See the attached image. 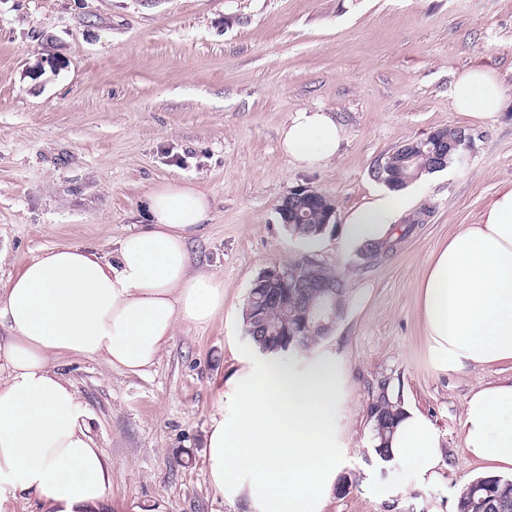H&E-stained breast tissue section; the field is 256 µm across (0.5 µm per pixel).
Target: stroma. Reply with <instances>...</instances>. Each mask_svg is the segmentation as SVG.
Segmentation results:
<instances>
[{"label": "stroma", "mask_w": 512, "mask_h": 512, "mask_svg": "<svg viewBox=\"0 0 512 512\" xmlns=\"http://www.w3.org/2000/svg\"><path fill=\"white\" fill-rule=\"evenodd\" d=\"M471 67L504 89L500 113L475 125L450 108L454 76ZM305 108L344 128L336 156L314 168L278 144ZM441 128L464 133L461 161L408 184L405 216L426 207L429 218L366 263L346 218L382 190L378 164ZM171 181L213 201L190 251L195 269L223 279V312L179 325L141 376L58 360L112 461L108 512H245L210 484L206 433L235 411L219 398L225 379L259 356L242 318L253 280L301 261L329 267L349 296L322 346L344 381L333 422L336 475L350 489L323 512H458L462 487L485 474L461 439L465 401L512 363L435 369L415 285L512 183V0H0V286L60 243L111 252ZM299 185L336 206L315 247L277 213ZM383 379L441 434L439 481L376 456L367 407Z\"/></svg>", "instance_id": "1"}]
</instances>
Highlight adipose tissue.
<instances>
[{
    "instance_id": "1",
    "label": "adipose tissue",
    "mask_w": 512,
    "mask_h": 512,
    "mask_svg": "<svg viewBox=\"0 0 512 512\" xmlns=\"http://www.w3.org/2000/svg\"><path fill=\"white\" fill-rule=\"evenodd\" d=\"M504 104L498 77L461 72L452 111L480 123ZM344 129L330 112L303 109L279 131L282 151L304 167L333 158ZM407 205L404 191L377 194L352 212V243L386 239ZM147 228L111 255L73 244L46 249L0 287V512L35 495L46 512H103L112 463L89 434L88 408L57 369L64 355L102 359L127 374L154 365L179 324H208L224 308V281L192 270L188 242L213 219L207 193L176 181L146 198ZM429 357L438 370L512 362V185L481 223L450 237L418 285ZM221 396L236 415L207 435L211 485L249 512H322L336 484L332 414L344 398L336 356L322 350L302 368L281 357L246 362ZM466 451L486 470L512 472V378L472 389L464 406ZM393 462L423 482L440 478L441 437L421 411L404 407L389 437Z\"/></svg>"
}]
</instances>
